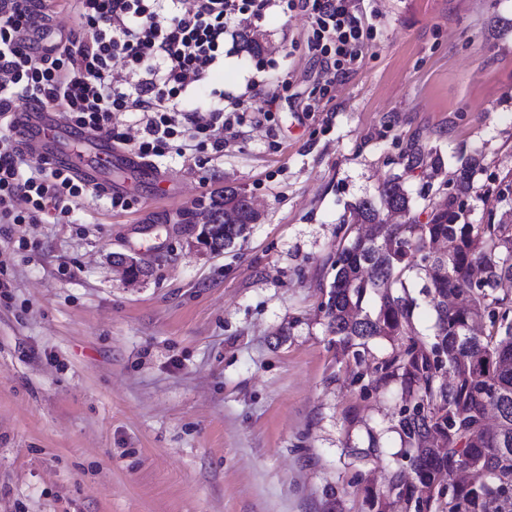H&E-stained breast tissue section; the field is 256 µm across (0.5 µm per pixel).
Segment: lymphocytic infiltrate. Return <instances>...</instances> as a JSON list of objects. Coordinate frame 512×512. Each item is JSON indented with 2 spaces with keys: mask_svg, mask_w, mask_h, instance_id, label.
I'll return each instance as SVG.
<instances>
[{
  "mask_svg": "<svg viewBox=\"0 0 512 512\" xmlns=\"http://www.w3.org/2000/svg\"><path fill=\"white\" fill-rule=\"evenodd\" d=\"M67 11L69 29L54 17ZM307 21L305 52L321 72H353L376 35L359 0H0V224L68 217L89 185L47 161L30 163L18 136L17 107H49L80 132L104 131L117 144V112L137 114L133 151L150 161L176 150L224 149V131L245 112L271 121L275 100L253 109L263 85L248 77L242 93L198 94L224 63V42L243 23L272 12Z\"/></svg>",
  "mask_w": 512,
  "mask_h": 512,
  "instance_id": "lymphocytic-infiltrate-1",
  "label": "lymphocytic infiltrate"
}]
</instances>
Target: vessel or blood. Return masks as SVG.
<instances>
[{
	"instance_id": "obj_1",
	"label": "vessel or blood",
	"mask_w": 512,
	"mask_h": 512,
	"mask_svg": "<svg viewBox=\"0 0 512 512\" xmlns=\"http://www.w3.org/2000/svg\"><path fill=\"white\" fill-rule=\"evenodd\" d=\"M26 146L36 156L64 168L93 186L103 184V175L116 159L108 141L96 142L77 136L60 122L56 112L40 109L23 113Z\"/></svg>"
}]
</instances>
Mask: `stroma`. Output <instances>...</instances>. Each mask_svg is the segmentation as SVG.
<instances>
[{"label": "stroma", "instance_id": "35a3bbf8", "mask_svg": "<svg viewBox=\"0 0 512 512\" xmlns=\"http://www.w3.org/2000/svg\"><path fill=\"white\" fill-rule=\"evenodd\" d=\"M377 34L321 111L306 19L246 27L209 84L256 63L290 75L273 122L222 152L113 169L125 210L86 198L57 224H5L0 301V512H367L383 484L348 446L386 426L394 389L361 393L326 328L331 263L354 207L400 176L427 222L477 158L465 218L512 224V0H364ZM439 167H409L412 149ZM233 185L262 213L219 254L182 214ZM488 193L487 201L477 193ZM124 253L148 276L125 281ZM356 415L348 426L347 415Z\"/></svg>", "mask_w": 512, "mask_h": 512}]
</instances>
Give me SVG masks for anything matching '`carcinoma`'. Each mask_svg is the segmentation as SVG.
Masks as SVG:
<instances>
[{
    "instance_id": "carcinoma-1",
    "label": "carcinoma",
    "mask_w": 512,
    "mask_h": 512,
    "mask_svg": "<svg viewBox=\"0 0 512 512\" xmlns=\"http://www.w3.org/2000/svg\"><path fill=\"white\" fill-rule=\"evenodd\" d=\"M214 221L197 238L219 252L245 237L254 221L247 195L233 187L210 198ZM370 234L336 250L327 301V331L347 353L351 384L397 389L400 407L387 431V484L365 489L368 512H512V224H471L461 194L431 210L421 224L399 178L379 186L378 199L356 204ZM448 243L445 259L426 263L431 242ZM434 313L433 334L417 329L419 297ZM385 350L378 354L373 343ZM359 461L380 462L381 436L349 447ZM478 465L466 483L461 464ZM414 473L404 478V467Z\"/></svg>"
}]
</instances>
